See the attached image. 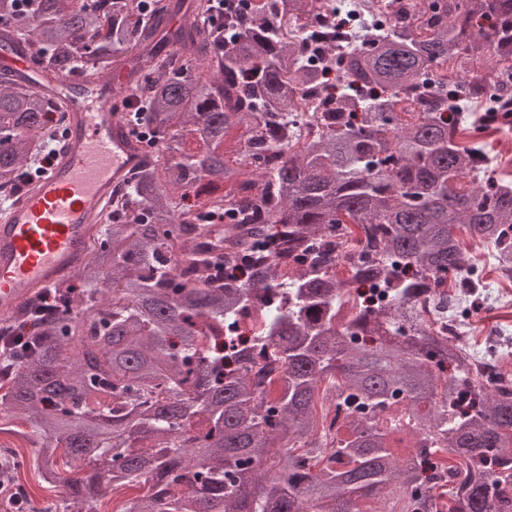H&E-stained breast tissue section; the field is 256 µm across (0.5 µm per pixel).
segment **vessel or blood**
<instances>
[{"label": "vessel or blood", "mask_w": 512, "mask_h": 512, "mask_svg": "<svg viewBox=\"0 0 512 512\" xmlns=\"http://www.w3.org/2000/svg\"><path fill=\"white\" fill-rule=\"evenodd\" d=\"M0 69L29 78L68 110V139L50 170L0 207V321L13 317L34 294L74 276L112 191L143 155L114 104L129 88L127 68L96 83L45 76L27 54L0 52Z\"/></svg>", "instance_id": "b4317fda"}]
</instances>
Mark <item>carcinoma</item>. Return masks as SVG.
I'll list each match as a JSON object with an SVG mask.
<instances>
[{"instance_id":"1","label":"carcinoma","mask_w":512,"mask_h":512,"mask_svg":"<svg viewBox=\"0 0 512 512\" xmlns=\"http://www.w3.org/2000/svg\"><path fill=\"white\" fill-rule=\"evenodd\" d=\"M414 28L365 33L360 47L299 58L295 22L317 0H252L230 32L204 25L210 0H0V46L58 75L104 78L120 60L146 98L138 113L161 159L130 185L121 218L93 240L78 272L54 286L51 312L21 309L25 348L0 341V433L38 448L53 483L71 469L61 512H100L111 487H147L126 512H512V383L484 386L456 345L430 334L414 303L448 287L463 264L455 231L512 262V185L473 167L448 107L443 64L469 94L512 56V0H419ZM181 14L178 27L167 24ZM480 18L492 25L482 29ZM232 40L231 49L224 39ZM336 71L321 133L302 146L304 91ZM417 107L401 119L403 101ZM50 95L0 73V188L35 176ZM275 144L282 161L265 167ZM251 211L215 225L194 208ZM353 224L367 244L350 260L327 230ZM378 278L394 302L358 306L359 281ZM282 287L290 306L266 314L255 339L281 367L276 391L260 362L210 333L250 300ZM351 418L318 432L317 399ZM455 459L444 477L436 448ZM20 463L0 456V512Z\"/></svg>"}]
</instances>
